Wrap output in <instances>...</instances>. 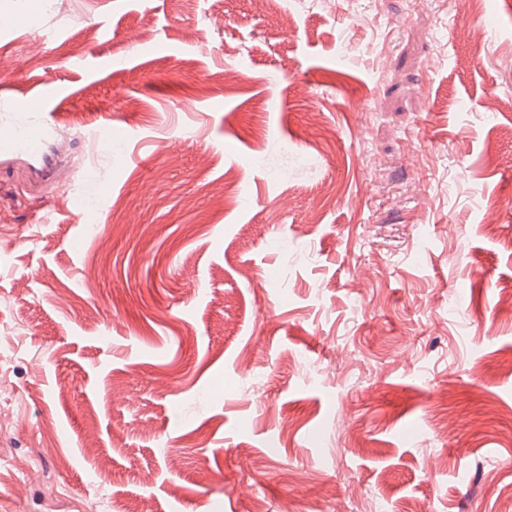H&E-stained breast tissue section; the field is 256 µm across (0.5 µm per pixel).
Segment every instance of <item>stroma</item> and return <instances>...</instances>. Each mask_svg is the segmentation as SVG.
Segmentation results:
<instances>
[{
    "label": "stroma",
    "instance_id": "1",
    "mask_svg": "<svg viewBox=\"0 0 512 512\" xmlns=\"http://www.w3.org/2000/svg\"><path fill=\"white\" fill-rule=\"evenodd\" d=\"M1 14L0 512H512V0ZM7 92L1 89L0 95V175L9 176L23 166L42 189L59 176L62 114L47 109L24 112Z\"/></svg>",
    "mask_w": 512,
    "mask_h": 512
}]
</instances>
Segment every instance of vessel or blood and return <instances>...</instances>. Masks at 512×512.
I'll list each match as a JSON object with an SVG mask.
<instances>
[{
	"mask_svg": "<svg viewBox=\"0 0 512 512\" xmlns=\"http://www.w3.org/2000/svg\"><path fill=\"white\" fill-rule=\"evenodd\" d=\"M62 115L50 110L23 111L9 95H0V175L25 167L37 188L56 182L61 155Z\"/></svg>",
	"mask_w": 512,
	"mask_h": 512,
	"instance_id": "b4317fda",
	"label": "vessel or blood"
}]
</instances>
